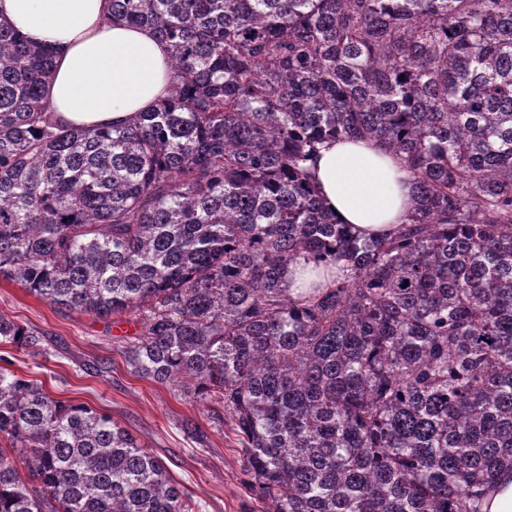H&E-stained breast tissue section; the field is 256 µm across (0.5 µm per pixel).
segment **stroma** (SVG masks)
Masks as SVG:
<instances>
[{"mask_svg": "<svg viewBox=\"0 0 512 512\" xmlns=\"http://www.w3.org/2000/svg\"><path fill=\"white\" fill-rule=\"evenodd\" d=\"M0 314L47 338L46 355L10 351L14 371L42 383L55 398L110 413L165 462L203 512H240L246 492L239 481L240 458L229 442L230 427L209 430L203 447L182 432V420L206 422L207 410L179 387L131 371L123 350L138 328L134 317L101 319L69 311L1 279Z\"/></svg>", "mask_w": 512, "mask_h": 512, "instance_id": "stroma-1", "label": "stroma"}]
</instances>
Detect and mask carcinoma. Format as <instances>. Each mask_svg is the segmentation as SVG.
<instances>
[{"label":"carcinoma","mask_w":512,"mask_h":512,"mask_svg":"<svg viewBox=\"0 0 512 512\" xmlns=\"http://www.w3.org/2000/svg\"><path fill=\"white\" fill-rule=\"evenodd\" d=\"M170 48L133 122L59 124L50 52L0 25V279L137 316L124 355L232 423L242 512H479L512 471V0H109ZM409 173L382 238L311 163ZM326 269L300 293L288 266ZM0 343L44 335L0 315ZM0 356V512H202L165 463ZM183 431L203 446L195 420ZM318 192L342 224L363 237H381L407 222L411 183L400 162L371 141H336L314 167Z\"/></svg>","instance_id":"carcinoma-1"}]
</instances>
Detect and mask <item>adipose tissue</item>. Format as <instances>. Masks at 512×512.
Listing matches in <instances>:
<instances>
[{
    "mask_svg": "<svg viewBox=\"0 0 512 512\" xmlns=\"http://www.w3.org/2000/svg\"><path fill=\"white\" fill-rule=\"evenodd\" d=\"M0 21L52 50L47 97L57 120L86 129L122 125L170 93L169 51L152 32L109 20L107 0H0ZM318 192L338 222L363 237L406 223L411 183L371 141H336L314 167Z\"/></svg>",
    "mask_w": 512,
    "mask_h": 512,
    "instance_id": "adipose-tissue-1",
    "label": "adipose tissue"
}]
</instances>
